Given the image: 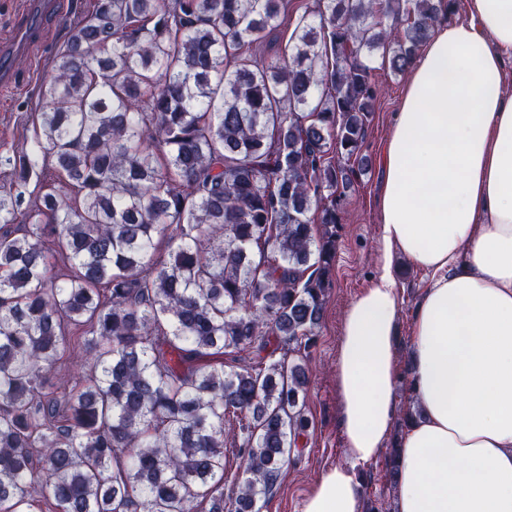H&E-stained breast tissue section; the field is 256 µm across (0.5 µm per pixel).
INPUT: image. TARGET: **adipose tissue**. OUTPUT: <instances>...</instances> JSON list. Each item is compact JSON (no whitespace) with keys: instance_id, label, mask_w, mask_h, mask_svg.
<instances>
[{"instance_id":"adipose-tissue-1","label":"adipose tissue","mask_w":512,"mask_h":512,"mask_svg":"<svg viewBox=\"0 0 512 512\" xmlns=\"http://www.w3.org/2000/svg\"><path fill=\"white\" fill-rule=\"evenodd\" d=\"M512 0H470L415 60L384 149L379 269L347 308L336 361L351 457L302 512H362L356 469L395 419L403 256L431 276L414 321L420 416L399 448L395 512H512Z\"/></svg>"}]
</instances>
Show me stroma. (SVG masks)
I'll return each mask as SVG.
<instances>
[{
    "instance_id": "1",
    "label": "stroma",
    "mask_w": 512,
    "mask_h": 512,
    "mask_svg": "<svg viewBox=\"0 0 512 512\" xmlns=\"http://www.w3.org/2000/svg\"><path fill=\"white\" fill-rule=\"evenodd\" d=\"M93 0H0V154L34 143L39 88L53 57L63 50L70 24L91 10ZM382 94L376 105L364 152L366 170L355 178L343 202L346 219L336 241V261L317 343L307 365L311 376L307 407L311 426L302 456L285 466L276 494L262 512H301L302 504L324 471L349 462L338 424L335 366L346 308L368 287L378 269L381 224L378 198L384 177L383 148L392 133L408 79L380 69ZM401 302L396 366L406 372L411 361L412 327L418 301L430 276L406 259H398Z\"/></svg>"
}]
</instances>
